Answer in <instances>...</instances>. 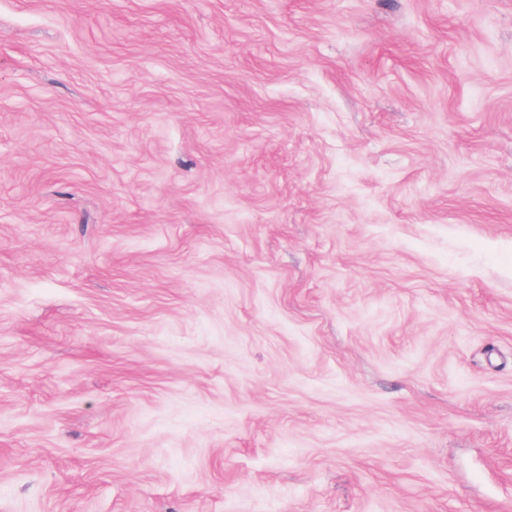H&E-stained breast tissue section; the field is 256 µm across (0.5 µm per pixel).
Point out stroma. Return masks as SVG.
Returning <instances> with one entry per match:
<instances>
[{
	"label": "stroma",
	"instance_id": "obj_1",
	"mask_svg": "<svg viewBox=\"0 0 512 512\" xmlns=\"http://www.w3.org/2000/svg\"><path fill=\"white\" fill-rule=\"evenodd\" d=\"M0 512H512V0H0Z\"/></svg>",
	"mask_w": 512,
	"mask_h": 512
}]
</instances>
